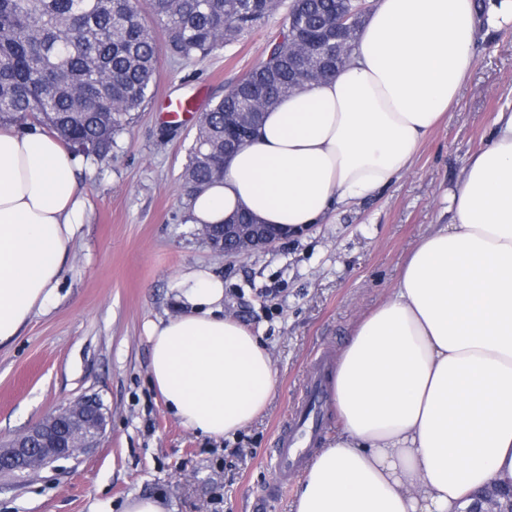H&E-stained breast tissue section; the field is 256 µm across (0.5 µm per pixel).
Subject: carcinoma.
Listing matches in <instances>:
<instances>
[{
  "label": "carcinoma",
  "instance_id": "1",
  "mask_svg": "<svg viewBox=\"0 0 512 512\" xmlns=\"http://www.w3.org/2000/svg\"><path fill=\"white\" fill-rule=\"evenodd\" d=\"M354 0H294L287 28L260 65L202 113L184 171L188 195L224 171V121L260 112L331 78L352 54L365 12L343 31ZM269 15L266 0H0V124L45 126L74 153L105 161L133 113L153 95L155 28L179 59L203 57ZM324 40L306 56L293 46Z\"/></svg>",
  "mask_w": 512,
  "mask_h": 512
}]
</instances>
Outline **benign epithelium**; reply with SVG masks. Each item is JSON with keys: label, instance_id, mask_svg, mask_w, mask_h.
<instances>
[{"label": "benign epithelium", "instance_id": "1", "mask_svg": "<svg viewBox=\"0 0 512 512\" xmlns=\"http://www.w3.org/2000/svg\"><path fill=\"white\" fill-rule=\"evenodd\" d=\"M254 112H238L227 121V126L239 131L224 135V156L249 142L253 130ZM276 231L265 224H224V235L212 237L203 232L202 239L218 256L236 258L264 250L278 240ZM106 412L95 397L74 400L65 407L54 410L26 432L18 435L8 445L0 446V466L9 461L25 460L29 474L45 467L48 460L73 458L97 446L106 426ZM465 512H512V494L501 498L495 486L475 496Z\"/></svg>", "mask_w": 512, "mask_h": 512}]
</instances>
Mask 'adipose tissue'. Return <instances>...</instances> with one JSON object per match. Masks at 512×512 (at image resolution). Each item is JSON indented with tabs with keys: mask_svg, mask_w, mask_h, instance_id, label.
<instances>
[{
	"mask_svg": "<svg viewBox=\"0 0 512 512\" xmlns=\"http://www.w3.org/2000/svg\"><path fill=\"white\" fill-rule=\"evenodd\" d=\"M474 0H373L350 62L282 99L190 221L246 211L291 234L405 174L474 61ZM452 221L407 257L330 379L340 429L313 457L295 512H461L512 487V111L449 195ZM85 213L73 154L46 129L0 126V345L51 300ZM180 314L148 326L149 372L183 426L234 437L267 407L268 350L224 312L204 267L173 284Z\"/></svg>",
	"mask_w": 512,
	"mask_h": 512,
	"instance_id": "obj_1",
	"label": "adipose tissue"
}]
</instances>
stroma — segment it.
<instances>
[{"label":"stroma","mask_w":512,"mask_h":512,"mask_svg":"<svg viewBox=\"0 0 512 512\" xmlns=\"http://www.w3.org/2000/svg\"><path fill=\"white\" fill-rule=\"evenodd\" d=\"M291 0L236 41L190 61L162 56L152 98L108 160H79L87 203L46 309L0 347V441L84 395L109 413L99 447L28 480L0 476V512H124L132 496L169 512H291L301 473L281 478L273 450L322 356L338 358L360 316L388 299L415 243L452 220L448 195L512 106V28H480L463 90L409 171L327 223L243 258L213 254L188 220L183 180L196 122L171 124L165 104L208 108L267 57ZM205 266L224 282V310L269 351L276 387L266 410L232 438L184 428L149 375L148 322L179 314L171 285Z\"/></svg>","instance_id":"1"}]
</instances>
